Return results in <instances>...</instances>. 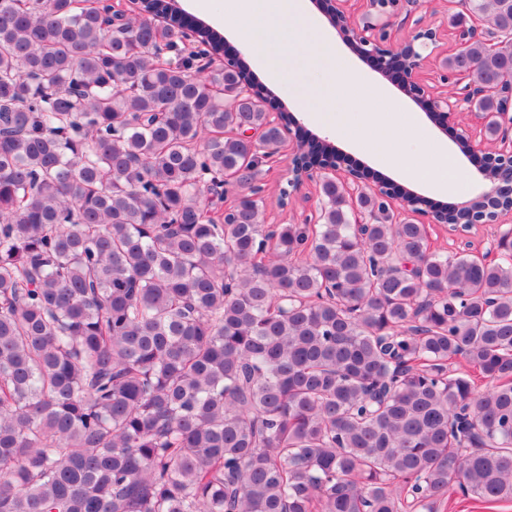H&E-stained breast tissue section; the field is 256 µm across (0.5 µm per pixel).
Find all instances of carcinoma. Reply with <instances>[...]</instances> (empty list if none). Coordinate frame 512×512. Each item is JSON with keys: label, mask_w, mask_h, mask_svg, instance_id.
Masks as SVG:
<instances>
[{"label": "carcinoma", "mask_w": 512, "mask_h": 512, "mask_svg": "<svg viewBox=\"0 0 512 512\" xmlns=\"http://www.w3.org/2000/svg\"><path fill=\"white\" fill-rule=\"evenodd\" d=\"M462 5L499 41L442 67L486 88L494 140L512 0ZM182 39L105 0H0V512L512 501V229L491 261L433 251L428 225L330 177L318 223L267 226L266 90ZM485 181L511 195L512 161Z\"/></svg>", "instance_id": "cac0c4a2"}]
</instances>
